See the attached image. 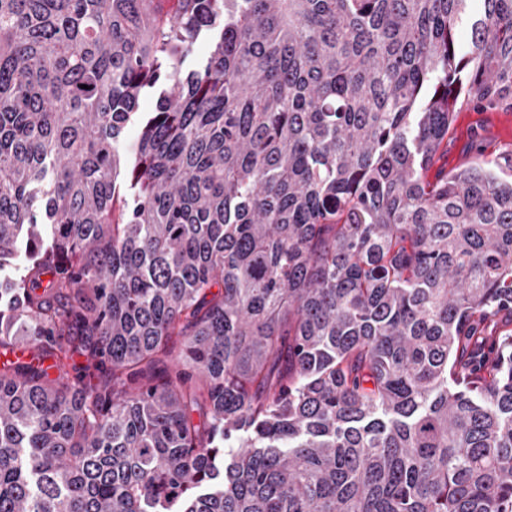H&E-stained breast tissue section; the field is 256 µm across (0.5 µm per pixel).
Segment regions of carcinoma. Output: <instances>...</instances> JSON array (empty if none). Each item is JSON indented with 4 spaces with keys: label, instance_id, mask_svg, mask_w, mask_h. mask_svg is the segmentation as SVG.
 Masks as SVG:
<instances>
[{
    "label": "carcinoma",
    "instance_id": "obj_1",
    "mask_svg": "<svg viewBox=\"0 0 512 512\" xmlns=\"http://www.w3.org/2000/svg\"><path fill=\"white\" fill-rule=\"evenodd\" d=\"M461 96L512 106V0H0V512H512Z\"/></svg>",
    "mask_w": 512,
    "mask_h": 512
}]
</instances>
